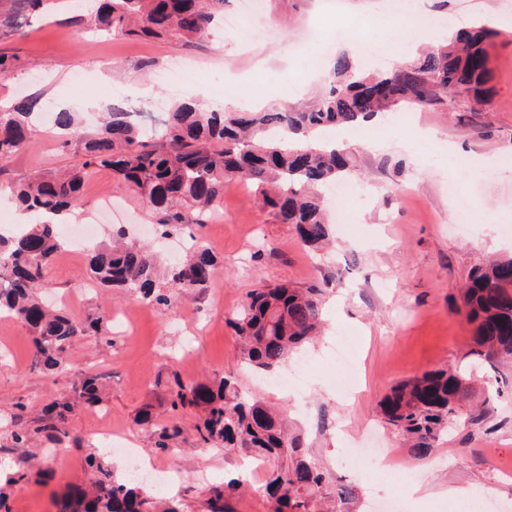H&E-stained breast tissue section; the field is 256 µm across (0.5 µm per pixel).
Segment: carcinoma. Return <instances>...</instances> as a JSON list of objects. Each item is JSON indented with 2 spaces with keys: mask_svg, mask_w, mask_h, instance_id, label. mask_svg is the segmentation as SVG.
Listing matches in <instances>:
<instances>
[{
  "mask_svg": "<svg viewBox=\"0 0 512 512\" xmlns=\"http://www.w3.org/2000/svg\"><path fill=\"white\" fill-rule=\"evenodd\" d=\"M223 6L224 0H110L95 22L130 36L188 43L210 31ZM493 35L485 24L473 26L459 32L455 43L381 72L358 70L349 54L340 52L323 78L321 96L305 109L224 111L181 102L168 113L157 140L130 122L120 102L106 108L94 129L84 124L82 113L59 108L54 126L61 148L82 152L84 161L62 173L15 183L12 199L30 220L20 235H0V311L29 327L32 368H61L62 355L81 336H111L108 316L83 322L64 309H47L36 294L45 286L47 268L65 250L62 222L54 216L81 206V188L92 168L109 169L130 183L154 210L163 237L203 223L224 197V185L243 180L255 185L259 203L280 223L295 226L303 245L320 249L331 237L320 189L355 170L353 153L321 141L323 133L356 127L401 105L446 106L453 91L467 94L474 111L486 109L491 103L486 42ZM40 107V96L33 95L0 111V162L31 146L30 131ZM125 237L119 229L113 245L88 254L89 277L97 285L168 307L174 297L206 287L217 267L211 249L193 236L185 259L172 267L163 288L157 255L144 244L120 243ZM328 286L325 281L305 289L275 285L249 291L227 318L241 340V364L258 374H272L313 342L324 322ZM457 310L471 331L468 355L494 370L512 364V256L473 267ZM172 375L170 412H199L197 447L220 448L263 464L270 512H329L333 499L347 504L355 498L353 487L332 485L312 461L303 437L288 432L284 415L243 393L233 375L188 383L177 372ZM81 394L90 405L99 402L98 377L84 375ZM471 397L464 372L426 370L394 386L380 403L381 415L413 454L425 456ZM73 410L68 401L54 403L43 424L11 431L13 447L27 448L39 434L60 441ZM136 422L150 431L162 452L181 435L173 421L154 422L148 406ZM88 465L92 478L87 488L59 497L56 512H183L181 502L157 499L138 484L118 480L110 466L93 456ZM242 492L238 477L210 485L209 512H226L227 500Z\"/></svg>",
  "mask_w": 512,
  "mask_h": 512,
  "instance_id": "carcinoma-1",
  "label": "carcinoma"
}]
</instances>
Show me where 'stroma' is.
<instances>
[{
    "label": "stroma",
    "mask_w": 512,
    "mask_h": 512,
    "mask_svg": "<svg viewBox=\"0 0 512 512\" xmlns=\"http://www.w3.org/2000/svg\"><path fill=\"white\" fill-rule=\"evenodd\" d=\"M264 4L273 39L245 37L219 24L197 44L182 47L169 40L90 33L70 23L73 0H43L25 14L16 11L14 0H0V16L15 24L0 30V53L20 62L9 77L0 78V108L34 94L83 112L110 102L113 87L121 85L147 101L166 94L176 101L195 96L222 107L284 93L289 105L299 106L321 87L311 67L321 42H335L337 51L355 56L367 36L407 57L448 37V19L456 14L483 23L512 20V0H415L416 11L435 25L413 31L405 41L378 26L389 0H342L350 28L340 37L325 21L319 0ZM489 53L495 91L487 109L471 111L464 96H452L444 108L383 114L362 125L360 140L352 131L340 132V139L357 150L354 182L362 192L346 201V230L335 233L329 249L304 247L293 226L259 206L252 185L231 181L213 220L199 231L219 259L216 273L206 288L177 297L170 310L88 287L87 257L58 255L46 273L48 302L67 301L69 314L85 322L104 311L125 312L126 319L113 327L111 341L79 338L68 366L46 376L30 368L29 329L0 315V489L11 512H55L56 498L90 478L88 456L114 460L99 439L106 429L128 434L142 459L178 474V487L154 488L155 496H176L184 512H207L209 484L243 473L242 458L198 447L195 413L179 419L181 442L169 453L160 452L135 421L146 406L156 419H167L166 389L175 372L186 382L231 373L243 389L280 407L329 477L355 487V499L337 504L336 512H378L393 492L384 484L367 487L343 464L347 448L367 426L377 430L367 437V447L400 448L399 464L410 469L412 484L420 488L406 496L407 512H457V503L447 496L451 488L468 489L490 499L499 512H512V370L497 373L468 357V328L456 312L469 270L490 256L512 252V234L506 232L512 227V37L494 38ZM175 57L197 72L172 94L134 69L145 58L165 65ZM78 72L88 75V83H73ZM57 136L53 125L40 124L32 146L0 168V183L79 163L76 153L58 150ZM452 154L479 165L468 175L475 199L466 237L451 226L456 200L448 186L460 177L448 160ZM107 194L125 207L116 223L128 229L154 225L156 216L140 195L104 168L83 183L85 214L94 213ZM325 280L333 283L323 304L326 332L306 348L305 401L279 388L254 387L249 371L238 365L239 342L227 317L251 289L282 283L305 288ZM339 331L357 344V389L349 401L337 398L331 386L335 372L328 346ZM437 368L467 370L471 401L484 405L486 414L477 424L457 422L429 455L419 457L381 421L378 402L396 383ZM86 372L102 378L103 401L95 406L80 400ZM57 399L76 405L69 437L47 460L45 476L13 482L18 454L11 430L19 422L40 425Z\"/></svg>",
    "instance_id": "1"
}]
</instances>
